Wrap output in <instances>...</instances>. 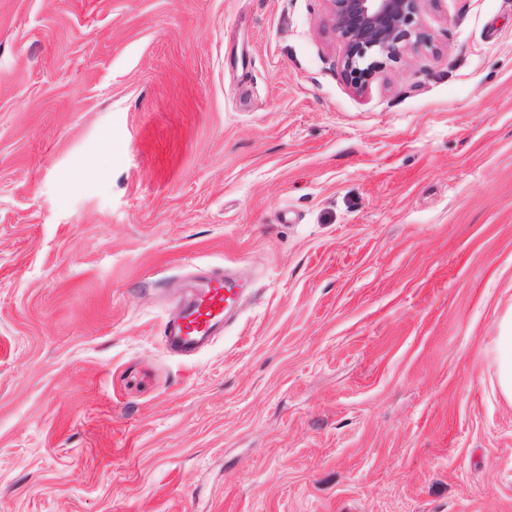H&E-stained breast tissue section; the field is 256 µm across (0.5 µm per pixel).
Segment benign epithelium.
I'll return each mask as SVG.
<instances>
[{"instance_id":"1","label":"benign epithelium","mask_w":512,"mask_h":512,"mask_svg":"<svg viewBox=\"0 0 512 512\" xmlns=\"http://www.w3.org/2000/svg\"><path fill=\"white\" fill-rule=\"evenodd\" d=\"M343 44V72L364 85L388 61L397 60L412 38H420L424 0H325Z\"/></svg>"}]
</instances>
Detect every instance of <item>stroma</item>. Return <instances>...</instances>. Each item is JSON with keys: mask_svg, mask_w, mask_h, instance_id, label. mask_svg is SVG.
<instances>
[{"mask_svg": "<svg viewBox=\"0 0 512 512\" xmlns=\"http://www.w3.org/2000/svg\"><path fill=\"white\" fill-rule=\"evenodd\" d=\"M419 25L357 88L324 0H0V512H512V0ZM237 300V288L224 279L222 272L213 273L190 299L181 303L180 315L167 324V348L174 354L190 355L205 346L224 328L225 312ZM499 385L503 394L512 400V315H506L500 323L497 339Z\"/></svg>", "mask_w": 512, "mask_h": 512, "instance_id": "35a3bbf8", "label": "stroma"}]
</instances>
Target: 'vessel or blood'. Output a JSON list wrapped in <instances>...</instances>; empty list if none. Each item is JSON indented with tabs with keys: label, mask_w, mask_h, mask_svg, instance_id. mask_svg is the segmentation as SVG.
I'll return each mask as SVG.
<instances>
[{
	"label": "vessel or blood",
	"mask_w": 512,
	"mask_h": 512,
	"mask_svg": "<svg viewBox=\"0 0 512 512\" xmlns=\"http://www.w3.org/2000/svg\"><path fill=\"white\" fill-rule=\"evenodd\" d=\"M237 300V289L222 273H213L190 299L182 302L180 315L167 324V348L175 354L189 355L205 346L223 328L225 312Z\"/></svg>",
	"instance_id": "1"
}]
</instances>
